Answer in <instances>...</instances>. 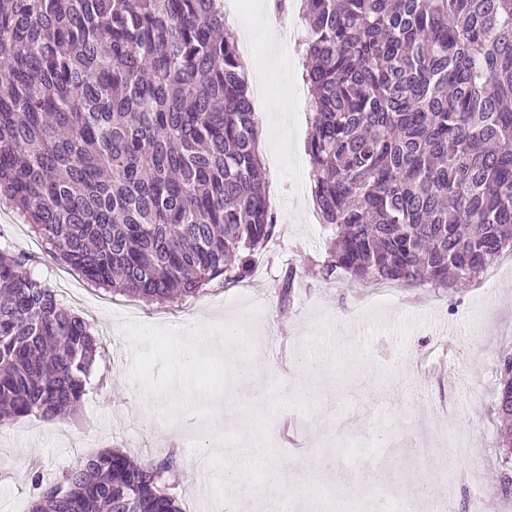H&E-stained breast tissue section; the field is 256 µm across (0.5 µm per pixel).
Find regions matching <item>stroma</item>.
I'll list each match as a JSON object with an SVG mask.
<instances>
[{
    "instance_id": "stroma-1",
    "label": "stroma",
    "mask_w": 512,
    "mask_h": 512,
    "mask_svg": "<svg viewBox=\"0 0 512 512\" xmlns=\"http://www.w3.org/2000/svg\"><path fill=\"white\" fill-rule=\"evenodd\" d=\"M252 33L269 85L256 108L269 204L281 231L243 282L215 283L164 305L108 292L43 254L20 214L0 200V248L40 254L36 274L91 324L102 352L80 423L55 417L0 424V512H28L31 471L52 479L106 448L137 459L178 452L187 477L173 494L183 512H208L217 498L229 512H254L247 485L226 482L212 439L213 408L224 401L223 355L197 351L179 365L167 356L177 337L202 328L257 341L247 355L257 367L247 384L277 410L228 426L236 438L260 442L266 467L253 480L273 481L290 495L308 453L326 452L335 477L314 484L320 512H334L338 478L350 481L348 512H371L375 501L423 486L433 500L474 495L480 512H504L494 489L506 467L494 403L499 361L512 352V265L497 264L494 290L485 282L394 283L381 302L349 275L325 278L330 233L311 216L302 66L276 45L269 27ZM291 268L296 275L284 299L279 285ZM301 363L322 370L296 377ZM181 381L192 399L178 394ZM469 433L481 436L470 454L446 478L426 482L427 461L445 459L452 437Z\"/></svg>"
}]
</instances>
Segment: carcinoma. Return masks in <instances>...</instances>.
Segmentation results:
<instances>
[{
	"label": "carcinoma",
	"mask_w": 512,
	"mask_h": 512,
	"mask_svg": "<svg viewBox=\"0 0 512 512\" xmlns=\"http://www.w3.org/2000/svg\"><path fill=\"white\" fill-rule=\"evenodd\" d=\"M324 274L458 288L512 251V0H300ZM222 0H0V196L88 281L170 303L277 230ZM0 252V422L76 416L100 343ZM498 448L512 449V354ZM175 452L108 449L29 512H181Z\"/></svg>",
	"instance_id": "obj_1"
}]
</instances>
